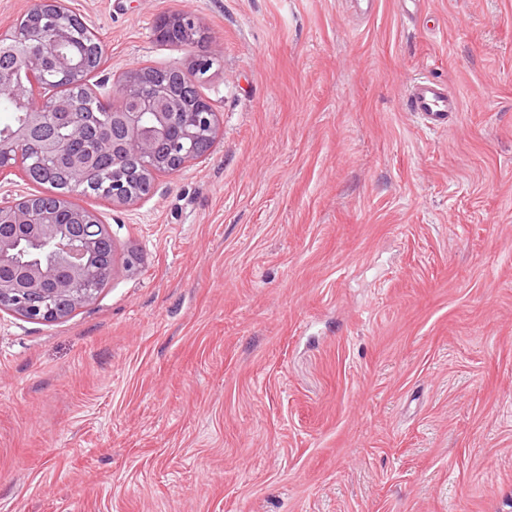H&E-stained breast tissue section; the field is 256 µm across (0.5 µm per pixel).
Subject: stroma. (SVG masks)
Returning a JSON list of instances; mask_svg holds the SVG:
<instances>
[{"label":"stroma","instance_id":"stroma-1","mask_svg":"<svg viewBox=\"0 0 512 512\" xmlns=\"http://www.w3.org/2000/svg\"><path fill=\"white\" fill-rule=\"evenodd\" d=\"M92 89L213 61L209 150L116 208L114 268L0 311V512H512V0H67ZM460 100L438 129L415 78ZM196 32H199V29L194 18L186 13L166 15L159 20L156 28L158 40L193 48L197 46L198 41ZM403 102L408 112H415L437 128H447L452 115L460 108L458 98L445 85L428 76L409 84Z\"/></svg>","mask_w":512,"mask_h":512}]
</instances>
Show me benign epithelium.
<instances>
[{"label": "benign epithelium", "instance_id": "benign-epithelium-1", "mask_svg": "<svg viewBox=\"0 0 512 512\" xmlns=\"http://www.w3.org/2000/svg\"><path fill=\"white\" fill-rule=\"evenodd\" d=\"M85 21L64 0H36L8 37H0V90L23 111L0 140V169L27 162L32 178L63 168L72 191L88 192L97 172L125 158L138 161L134 177H113L108 198L126 206L151 194L156 178L178 171L213 142L217 115L196 83L212 67L197 53L192 71L171 68L180 86L162 72L127 70L117 100L88 84L92 70L80 48ZM198 27L186 13L166 15L156 28L163 42L196 47ZM112 117V130L100 115ZM112 240L98 214L63 193L0 202V310L28 320L71 316L95 296L93 268Z\"/></svg>", "mask_w": 512, "mask_h": 512}]
</instances>
